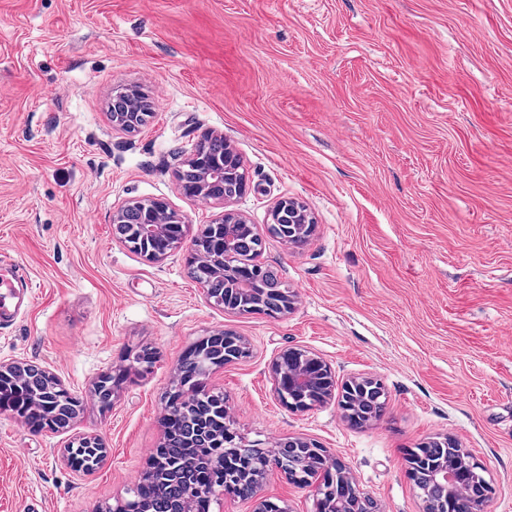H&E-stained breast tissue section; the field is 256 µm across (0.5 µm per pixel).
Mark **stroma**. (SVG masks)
<instances>
[{"label":"stroma","instance_id":"1","mask_svg":"<svg viewBox=\"0 0 512 512\" xmlns=\"http://www.w3.org/2000/svg\"><path fill=\"white\" fill-rule=\"evenodd\" d=\"M119 84L156 102L132 135L108 116ZM209 130L248 170L235 207L252 224L283 196L317 221L300 248L263 236L294 296L280 318L224 312L186 249L151 263L114 235L131 198L166 199L193 231L216 217L174 176ZM0 262L30 280L0 361L48 367L84 402L58 433L0 411V512L124 498L177 364L219 330L249 347L207 380L245 443L316 440L380 512H422L409 453L448 435L493 487L485 512H512V0H0ZM144 347L151 372L99 407L95 382ZM289 348L337 386L381 381V417L290 411L271 374ZM83 435L107 448L85 474L63 457ZM258 495L315 512L313 488L276 474Z\"/></svg>","mask_w":512,"mask_h":512}]
</instances>
